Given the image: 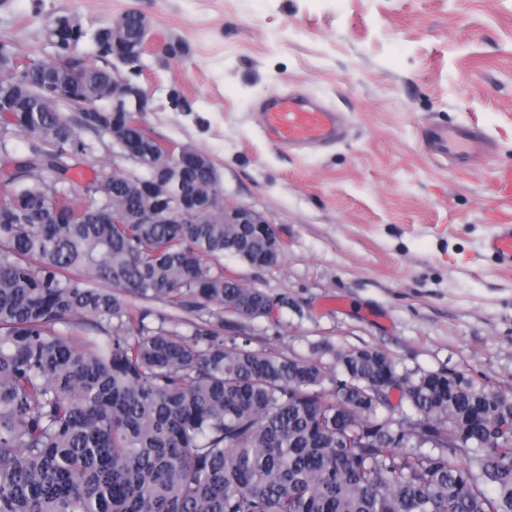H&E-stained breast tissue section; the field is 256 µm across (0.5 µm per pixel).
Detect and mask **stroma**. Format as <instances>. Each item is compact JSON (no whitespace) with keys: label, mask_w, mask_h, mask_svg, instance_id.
<instances>
[{"label":"stroma","mask_w":512,"mask_h":512,"mask_svg":"<svg viewBox=\"0 0 512 512\" xmlns=\"http://www.w3.org/2000/svg\"><path fill=\"white\" fill-rule=\"evenodd\" d=\"M141 13L151 41L134 81L146 128L213 163L227 202L274 224L277 265L220 266L265 291L272 318H225L224 336L324 365L374 347L398 373L453 372L512 398V271L482 247L512 217L495 191L512 168V0H8L0 37L50 60L45 28L78 16L95 63L101 25ZM296 91L346 120L334 143L274 145L259 113ZM476 127L491 153L446 161L433 129ZM73 191L101 167L133 171L108 137L83 133ZM325 383V390L333 385Z\"/></svg>","instance_id":"1"}]
</instances>
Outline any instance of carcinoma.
I'll list each match as a JSON object with an SVG mask.
<instances>
[{"instance_id": "1", "label": "carcinoma", "mask_w": 512, "mask_h": 512, "mask_svg": "<svg viewBox=\"0 0 512 512\" xmlns=\"http://www.w3.org/2000/svg\"><path fill=\"white\" fill-rule=\"evenodd\" d=\"M79 56V93L36 97L11 125L31 138L0 196V512H512V401L446 372L396 389L428 429L377 416L392 358L377 348L322 365L224 337V312L268 317L270 296L224 282L213 262L262 252L270 227L114 224L139 205L133 176L107 174L82 210L67 173L90 150L74 127L112 135V43ZM31 58L0 89L36 82ZM186 190L224 199L187 168ZM57 220L44 223L52 207ZM201 313L188 335L146 323L130 299Z\"/></svg>"}]
</instances>
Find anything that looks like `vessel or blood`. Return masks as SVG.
<instances>
[{
  "label": "vessel or blood",
  "instance_id": "b4317fda",
  "mask_svg": "<svg viewBox=\"0 0 512 512\" xmlns=\"http://www.w3.org/2000/svg\"><path fill=\"white\" fill-rule=\"evenodd\" d=\"M260 119L266 136L283 148L331 143L340 135L335 112L309 106L293 94L271 95ZM432 139L440 152L460 159L485 153L487 148L483 138L462 128L437 129ZM483 248L495 256L502 267L512 268V224L495 225L484 240Z\"/></svg>",
  "mask_w": 512,
  "mask_h": 512
}]
</instances>
